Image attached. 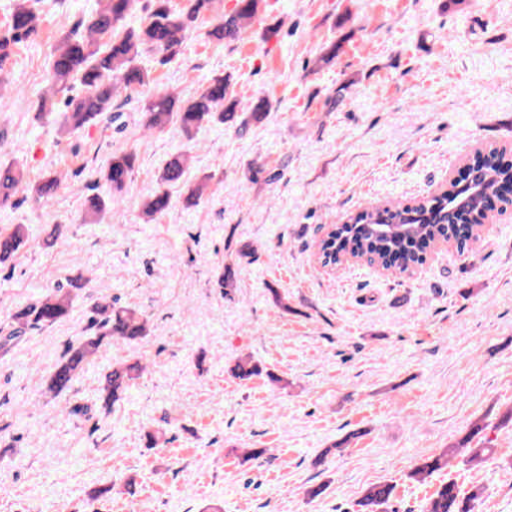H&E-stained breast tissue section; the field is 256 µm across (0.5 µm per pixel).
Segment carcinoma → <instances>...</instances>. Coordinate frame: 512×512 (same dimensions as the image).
Segmentation results:
<instances>
[{
    "instance_id": "cac0c4a2",
    "label": "carcinoma",
    "mask_w": 512,
    "mask_h": 512,
    "mask_svg": "<svg viewBox=\"0 0 512 512\" xmlns=\"http://www.w3.org/2000/svg\"><path fill=\"white\" fill-rule=\"evenodd\" d=\"M38 2L15 0L8 26L0 29V67L13 47L29 40L36 32ZM265 3L266 0H236L233 10L224 15L208 36L224 42L237 40L260 17ZM212 4L213 0H187L184 7L177 9L170 0H97L96 9L55 49L37 117L53 112L56 106L53 98L66 92L68 96L60 112L63 132L71 134L99 123L104 114L112 111V102L121 92L150 84L148 71L139 65L142 55L158 54L161 62L171 61ZM230 86V78L220 75L213 77L200 93L188 98L156 90L144 105L141 128L154 134L175 125L183 137L190 139L204 125L230 124L243 137L251 125L266 118L271 105L266 98L256 97L247 116L242 118ZM481 156V162L472 169L476 173L473 180H468L462 171L457 179L441 186L437 194L423 198L414 206L391 203L353 213L339 224L323 225L325 234L318 242L322 263L337 266L350 257L367 256L387 271L405 273L425 262L426 249L431 246L447 242L454 244L461 254L469 251L470 244L479 237L481 220L491 211L488 189L512 179V165L504 164L499 149L491 146ZM187 163L188 156L183 151L170 155L157 176V188L142 202L146 220L153 221L170 209L171 197L164 187L182 180ZM136 164L137 154L133 151L112 154L100 174V192L88 197L86 216L102 218L109 207L116 208L122 203ZM60 184L61 177L55 171L44 173L39 181L32 183L22 170L0 162V206L10 203L21 190L30 195L35 205L44 206ZM29 243L26 225L1 227L0 266L13 260ZM232 246L233 238L225 239L224 249L235 255L236 262L224 265V271L218 275L217 284L224 289L234 286L242 260L253 255L248 246L235 250ZM90 282L91 279L79 274L69 279L68 287L55 288L31 303L8 310V327H0V355L8 354L29 329L67 319L78 292ZM88 320L86 335L67 345L49 378L47 391L55 398L73 388L106 341L116 339L135 345L149 333L144 312L114 301L93 303ZM146 369L147 364L139 360L121 361L105 373L98 387L99 413L109 414L117 403L127 399ZM261 372L260 364L250 357L239 359L233 368L234 376L241 380ZM482 430L483 426L473 425L465 437L446 451L415 465L407 478L421 482L448 468L458 457L472 467L483 464L492 448L480 440ZM394 492V486L389 483L370 486L355 503V512H399L393 507ZM483 492L481 486L464 492L450 479L436 489L422 512H474V503Z\"/></svg>"
}]
</instances>
